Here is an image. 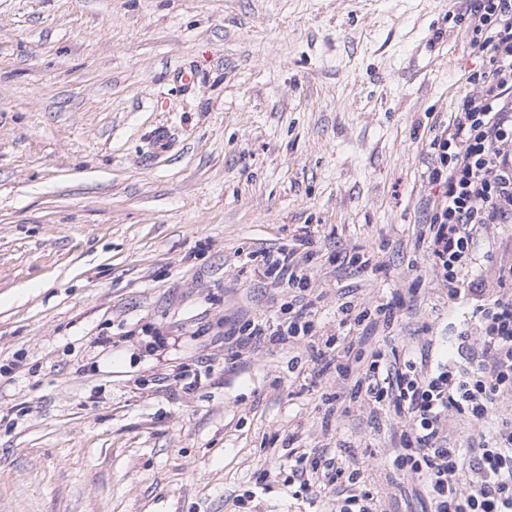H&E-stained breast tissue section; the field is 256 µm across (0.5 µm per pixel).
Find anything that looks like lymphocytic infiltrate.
Masks as SVG:
<instances>
[{"mask_svg":"<svg viewBox=\"0 0 512 512\" xmlns=\"http://www.w3.org/2000/svg\"><path fill=\"white\" fill-rule=\"evenodd\" d=\"M471 2L469 45L491 67L469 76L476 90L447 124L429 128L427 178L443 191L418 237L449 299L468 304L466 326L454 353L376 349L367 360L337 363L336 372L350 380L345 399L397 418L392 465L420 481L433 512H512V420L495 414L500 399L512 396V265L500 266L492 291L474 272V245L486 226L512 224V0ZM312 307L302 303L284 331L260 321L240 326L234 360L269 332L308 336ZM460 418L474 430L467 448L453 439ZM291 472L304 491L334 487L343 498L336 512H377L355 460L304 448Z\"/></svg>","mask_w":512,"mask_h":512,"instance_id":"1","label":"lymphocytic infiltrate"}]
</instances>
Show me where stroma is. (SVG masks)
I'll list each match as a JSON object with an SVG mask.
<instances>
[{
	"label": "stroma",
	"mask_w": 512,
	"mask_h": 512,
	"mask_svg": "<svg viewBox=\"0 0 512 512\" xmlns=\"http://www.w3.org/2000/svg\"><path fill=\"white\" fill-rule=\"evenodd\" d=\"M467 4L0 0V512H336L295 497L294 448L429 512L389 478L393 417L332 413L308 341L231 364L226 332L287 324L261 258L305 225L316 343L344 301L396 308L365 352L455 335L417 236L429 127L489 68ZM355 248L379 270L339 262ZM475 255L494 280L512 226Z\"/></svg>",
	"instance_id": "obj_1"
}]
</instances>
